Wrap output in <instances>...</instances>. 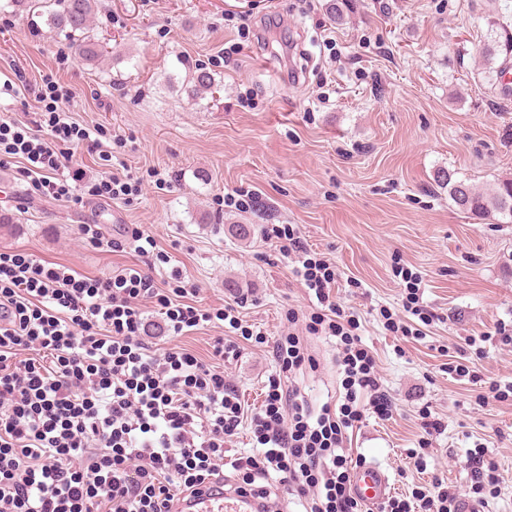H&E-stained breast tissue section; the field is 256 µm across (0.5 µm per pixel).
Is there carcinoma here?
Instances as JSON below:
<instances>
[{
  "label": "carcinoma",
  "mask_w": 512,
  "mask_h": 512,
  "mask_svg": "<svg viewBox=\"0 0 512 512\" xmlns=\"http://www.w3.org/2000/svg\"><path fill=\"white\" fill-rule=\"evenodd\" d=\"M61 10L49 13V24L65 33L69 44L79 58L95 62L103 56L94 34L96 0H57ZM191 91L200 92L211 86V76L203 69L189 73ZM437 181L448 188L455 205L463 210L482 216H499L512 222V179L497 183L496 187L481 193L463 180H455L452 174L442 171Z\"/></svg>",
  "instance_id": "obj_1"
}]
</instances>
